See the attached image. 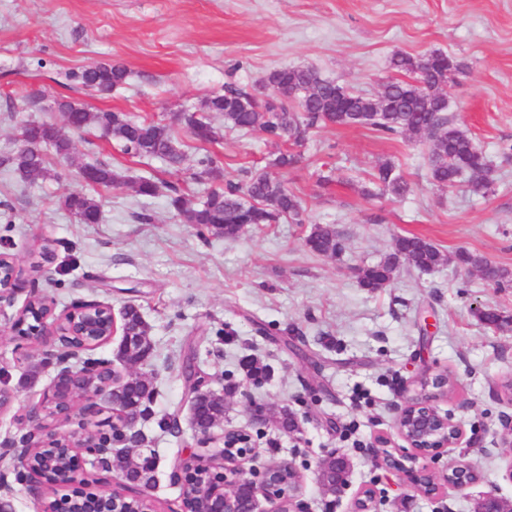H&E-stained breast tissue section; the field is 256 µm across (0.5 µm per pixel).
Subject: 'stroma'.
Instances as JSON below:
<instances>
[{"label":"stroma","instance_id":"stroma-1","mask_svg":"<svg viewBox=\"0 0 512 512\" xmlns=\"http://www.w3.org/2000/svg\"><path fill=\"white\" fill-rule=\"evenodd\" d=\"M446 53L461 67L449 82L448 118L486 154L490 190L467 183L437 187L429 172L427 136L383 137L361 127L309 130L293 151L299 161L273 169L302 204L299 220L245 227L224 238L188 222L168 203L167 184L188 203L215 182L240 181L278 153L260 129L235 131L210 113L217 142L182 135L184 161L127 154L97 128L72 133L69 160L48 177L21 179L0 166V245L57 310L97 301L121 312L134 305L148 327L150 351L137 363L118 359L111 340L89 358L150 378L155 393L139 423L155 457L149 492L161 512H179L182 488L170 474L178 455L199 453L183 366L189 355L225 400L223 425L248 434L262 459L291 461L302 477L298 512H351L364 488L373 512H470L474 499L496 491L512 500V447L502 421L512 416V324L482 323L477 310L512 317V281L494 285L467 266L428 272L400 269L380 288L360 284L359 268L377 264L396 237L417 236L443 255L478 254L512 272V0H0V157L19 145L25 117L15 92L45 91L39 119L64 125L55 102L57 74L98 60L128 71L111 94L76 92L91 111L110 110L176 125L234 85L268 92V74L309 67L360 94L376 93L391 74L393 54ZM216 178L198 179L205 160ZM395 163L410 190L374 200L361 193L375 168ZM105 161L126 177L98 194L102 218L77 221L61 204L81 189L79 167ZM341 167L356 187L320 185L319 172ZM163 188L139 195L140 178ZM331 224L345 248L335 257L311 252L314 225ZM15 307L0 306V363L15 392L14 408L36 404L54 375L38 346L11 329ZM254 360L269 372L246 376ZM447 372L451 389L437 406L465 429L459 447L433 462L438 479L466 459L479 479L439 497L414 493L404 474L374 465L377 436L394 437L395 409L423 373ZM266 409L255 420L251 404ZM291 413L300 431L279 424ZM332 454L352 462L343 495L324 491L317 475Z\"/></svg>","mask_w":512,"mask_h":512}]
</instances>
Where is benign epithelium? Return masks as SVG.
Listing matches in <instances>:
<instances>
[{
	"mask_svg": "<svg viewBox=\"0 0 512 512\" xmlns=\"http://www.w3.org/2000/svg\"><path fill=\"white\" fill-rule=\"evenodd\" d=\"M25 289L22 270L16 268L10 256L0 252V303H14L16 295ZM29 303H24L11 323L18 335L33 340L43 348L45 362L57 368L51 384L39 403L15 415L21 422L30 424L23 437V444L0 447V504L8 502L15 494L8 474L16 472V480L26 477L40 478L49 486L84 484L87 481L82 467L90 461L93 468L112 471V441L92 430L93 419L100 412V402L109 404L112 411L113 434L117 440L134 439L143 417L142 405H128L114 399L112 382L123 379L120 371L102 360H86L81 367L69 365L80 352L109 342L116 336L121 343L126 337L118 326L112 307L99 302H86L79 310L59 314H45L31 321L27 319ZM205 376L201 373L187 380L191 406L213 391L204 389ZM83 394L81 401L82 428L65 433L62 428L73 418L70 398L74 391ZM448 394V375L438 373L424 376L417 382L414 394L397 408L395 429L403 442L395 452L385 450L387 440L381 438L383 450L373 454L374 463L386 469H397L409 478L412 487L426 496H435L453 488L462 489L478 479L476 469L467 461L448 465L445 483L434 480L430 462L443 452L461 444L464 430L460 422L435 405L438 397ZM200 444H210L220 449L222 472L191 455L178 458L171 473L173 481L186 490L194 491L205 504L204 512H295L296 494L300 476L293 463L282 460L265 464L257 460L248 436L238 429H226L217 434L215 424L194 425ZM340 470L336 482L323 487L340 494L348 486L351 462L344 455L336 456ZM262 493L270 508L258 510L257 493ZM38 499L37 512H160L156 500L147 488L132 487L124 482L106 492L76 495L61 505L57 501ZM492 501L493 512H512V503L487 492L475 499L473 512H481L478 505Z\"/></svg>",
	"mask_w": 512,
	"mask_h": 512,
	"instance_id": "benign-epithelium-1",
	"label": "benign epithelium"
}]
</instances>
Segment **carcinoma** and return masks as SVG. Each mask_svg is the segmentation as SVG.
<instances>
[{"mask_svg":"<svg viewBox=\"0 0 512 512\" xmlns=\"http://www.w3.org/2000/svg\"><path fill=\"white\" fill-rule=\"evenodd\" d=\"M396 75L388 77L373 95L357 94L346 86L327 80L307 67H284L272 71L267 85L272 94L258 97L235 88H227L204 100L202 108L181 112L179 123L185 133L195 136V131L209 132L206 142L217 141L219 133L208 121L206 113L218 112L224 116V126L235 130L260 128L278 143L299 142L304 134L319 125L362 127L383 134H427L433 139L430 151V176L433 183L444 189L452 188L461 178H469L475 190L488 188L489 163L473 138L465 131L449 125L448 115L437 106L452 72L459 65L447 54L434 52L415 59L406 54H396L390 60ZM127 78L124 66L110 61H99L78 69L64 72L66 86L71 89L109 95ZM19 98L35 112L39 110L42 91L26 86L18 91ZM70 129L82 131L89 126L98 128L102 135L122 144L134 156L159 158L171 166H178L184 159L181 142L174 130L147 120L132 119L120 112H93L75 98L56 101ZM20 132L25 139L17 151L0 159V165L9 166L23 179L50 175L49 159L45 149L50 148L59 159L72 153L69 137L57 126L45 120L29 118L23 121ZM94 171L92 180L85 182L87 190L68 192L62 204L84 224L100 220V205L90 191L110 190L121 184L122 177L106 162L86 163L79 171ZM365 188L369 196L392 195L400 197L409 191L404 177L390 162L380 164L371 174ZM170 204L187 214L188 221L218 235L233 238L247 225L277 224L283 219H298L300 201L288 192L283 184L267 172L249 174L245 184L232 181L212 189L196 207H186V200L174 185L167 186ZM309 249L323 256L334 257L344 249V243L335 227L316 225L306 238ZM403 265L418 270H431L443 262L440 250L419 237L403 236L395 240L393 250L385 259L373 266L360 269L361 285L381 288L391 282L398 270L396 259ZM459 263L477 271H486L484 279L502 285L507 272L498 267H488V260L480 255L460 252ZM130 346L124 347L126 358L138 362L149 348L141 345V337L148 336V329L139 311L127 306L122 316ZM125 395L133 400H148L153 396L151 382L135 377L126 380ZM206 420L224 418V397H212L200 411ZM120 470L131 480L154 482V468L142 459L136 448H125L118 458Z\"/></svg>","mask_w":512,"mask_h":512,"instance_id":"cac0c4a2","label":"carcinoma"}]
</instances>
